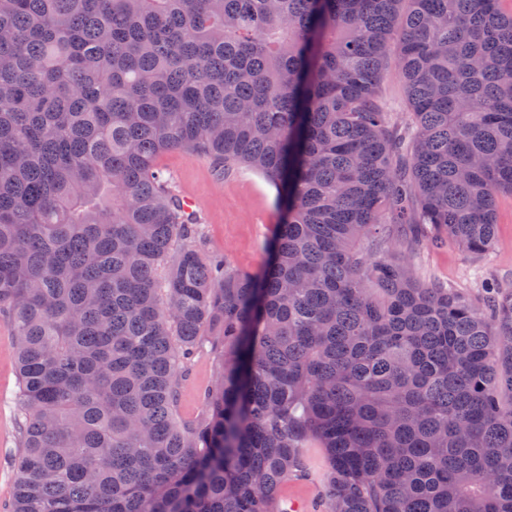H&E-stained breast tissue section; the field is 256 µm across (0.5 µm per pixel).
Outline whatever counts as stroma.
<instances>
[{"mask_svg": "<svg viewBox=\"0 0 512 512\" xmlns=\"http://www.w3.org/2000/svg\"><path fill=\"white\" fill-rule=\"evenodd\" d=\"M159 166L178 195L196 197L202 222L204 249L227 258L235 268L261 272L268 244L281 219L276 186L260 173L238 167L223 174L207 158L186 150L162 154ZM497 243L483 255H469L456 242L439 247L405 245L401 252L413 276L423 283H441L479 300L480 283L492 279L512 289V195L496 202ZM15 341L0 320V512H7L14 472L10 459L15 448V398L18 391ZM215 366L208 351H200L180 385L179 412L191 418L201 410L204 392L213 385ZM307 475L284 489V502L314 505L323 490L329 468L324 449L306 450Z\"/></svg>", "mask_w": 512, "mask_h": 512, "instance_id": "obj_1", "label": "stroma"}]
</instances>
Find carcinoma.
<instances>
[{
	"instance_id": "cac0c4a2",
	"label": "carcinoma",
	"mask_w": 512,
	"mask_h": 512,
	"mask_svg": "<svg viewBox=\"0 0 512 512\" xmlns=\"http://www.w3.org/2000/svg\"><path fill=\"white\" fill-rule=\"evenodd\" d=\"M499 2L0 0L9 512H284L311 440L324 512H512V290L478 307L392 250L495 245ZM170 150L277 186L261 274L206 254ZM206 347L217 380L184 419ZM380 93L390 104L398 118L402 116V113L406 112L407 101L404 82L393 62H391L388 68L386 79L381 84ZM215 377V366L207 348L196 355L182 377L179 395V412L182 417L191 418L200 412L203 394L213 385Z\"/></svg>"
}]
</instances>
